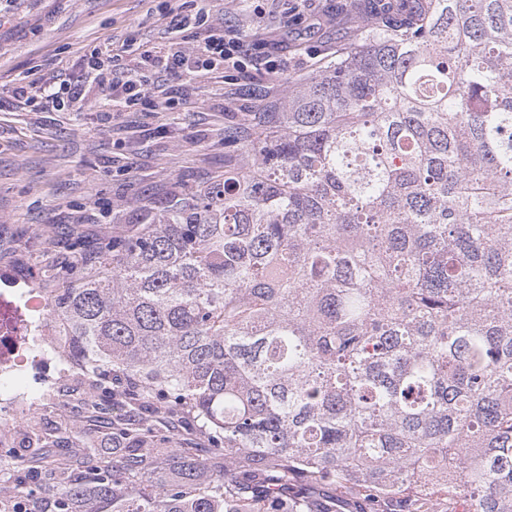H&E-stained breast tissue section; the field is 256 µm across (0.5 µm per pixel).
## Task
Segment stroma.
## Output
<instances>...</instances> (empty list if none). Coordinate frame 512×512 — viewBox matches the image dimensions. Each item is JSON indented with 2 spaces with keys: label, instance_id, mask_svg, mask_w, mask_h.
Listing matches in <instances>:
<instances>
[{
  "label": "stroma",
  "instance_id": "obj_1",
  "mask_svg": "<svg viewBox=\"0 0 512 512\" xmlns=\"http://www.w3.org/2000/svg\"><path fill=\"white\" fill-rule=\"evenodd\" d=\"M351 0H0V273L40 267L71 237L93 242L144 223L224 171V135L252 138L257 115L277 111L302 77L351 29ZM206 8L245 41L270 36L285 58L265 69L210 73L186 86L173 112L31 111L14 96L32 74L77 73L88 50L166 46L169 11Z\"/></svg>",
  "mask_w": 512,
  "mask_h": 512
}]
</instances>
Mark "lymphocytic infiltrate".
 Instances as JSON below:
<instances>
[{"label":"lymphocytic infiltrate","instance_id":"lymphocytic-infiltrate-1","mask_svg":"<svg viewBox=\"0 0 512 512\" xmlns=\"http://www.w3.org/2000/svg\"><path fill=\"white\" fill-rule=\"evenodd\" d=\"M190 27H200L204 36L193 50L181 49L178 36ZM172 42L132 52L129 46L107 53L93 50L84 57L79 74L38 79L19 88L20 97L41 100L55 110L85 107L88 101L107 106L112 112H140L155 94L165 97L167 108L179 104L182 94L173 81L215 71L246 69L250 51L244 40L223 26L211 23L205 10L190 16L172 15Z\"/></svg>","mask_w":512,"mask_h":512}]
</instances>
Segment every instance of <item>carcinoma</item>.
<instances>
[{"label":"carcinoma","instance_id":"carcinoma-1","mask_svg":"<svg viewBox=\"0 0 512 512\" xmlns=\"http://www.w3.org/2000/svg\"><path fill=\"white\" fill-rule=\"evenodd\" d=\"M262 116L39 269L90 408L126 407L33 432L84 451L53 512H512V0H383Z\"/></svg>","mask_w":512,"mask_h":512}]
</instances>
